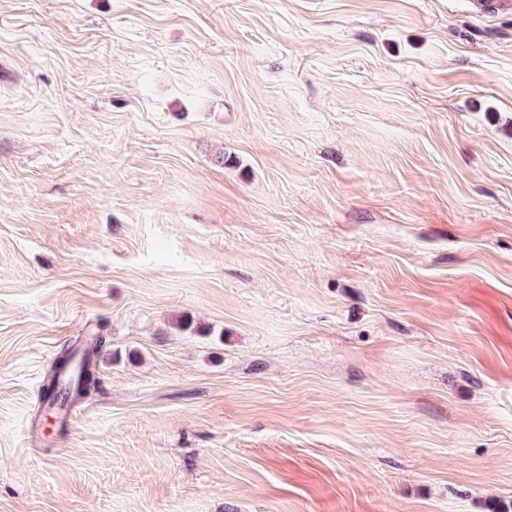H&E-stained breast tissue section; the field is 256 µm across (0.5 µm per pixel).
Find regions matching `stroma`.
<instances>
[{"instance_id":"obj_1","label":"stroma","mask_w":512,"mask_h":512,"mask_svg":"<svg viewBox=\"0 0 512 512\" xmlns=\"http://www.w3.org/2000/svg\"><path fill=\"white\" fill-rule=\"evenodd\" d=\"M0 512H512V10L0 0ZM106 343L107 339L102 331H97L88 338L81 339L76 345L62 348V353L66 354V363L59 367L57 359L47 373V383L44 385V402L48 409L63 410L71 402L88 395L92 389L98 387L95 359ZM55 382L57 392L51 396Z\"/></svg>"}]
</instances>
